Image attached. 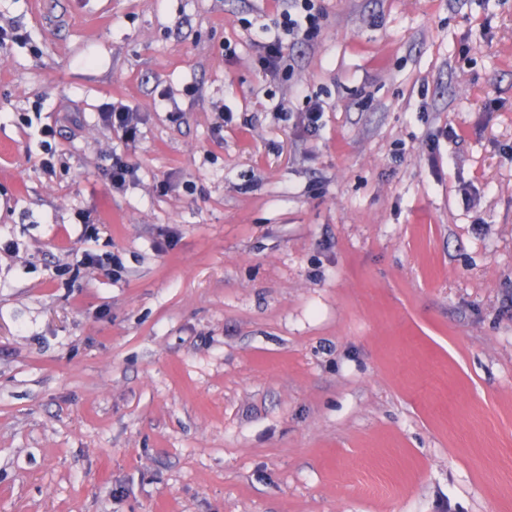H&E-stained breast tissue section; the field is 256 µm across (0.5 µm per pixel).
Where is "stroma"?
<instances>
[{"label":"stroma","instance_id":"stroma-1","mask_svg":"<svg viewBox=\"0 0 512 512\" xmlns=\"http://www.w3.org/2000/svg\"><path fill=\"white\" fill-rule=\"evenodd\" d=\"M318 2L0 0V512H512V0ZM293 13L283 15V28L288 35L302 36L311 39L316 36L321 28V19L324 17L322 9L316 0H291ZM257 64L267 76L273 79L280 75L284 68V55L282 41L279 38L266 41L261 46ZM100 118L107 127L118 134L121 133L126 142H133L137 138L141 117L138 112L131 111L127 106L103 104Z\"/></svg>","mask_w":512,"mask_h":512}]
</instances>
